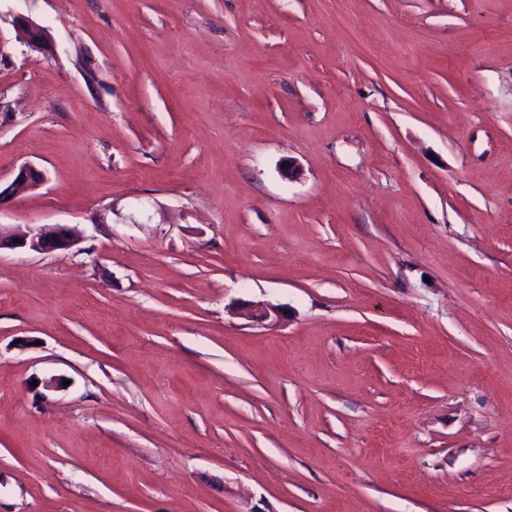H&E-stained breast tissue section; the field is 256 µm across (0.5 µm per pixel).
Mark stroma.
Instances as JSON below:
<instances>
[{"instance_id":"35a3bbf8","label":"stroma","mask_w":512,"mask_h":512,"mask_svg":"<svg viewBox=\"0 0 512 512\" xmlns=\"http://www.w3.org/2000/svg\"><path fill=\"white\" fill-rule=\"evenodd\" d=\"M24 164L0 512H512V0H0ZM44 175L38 169L31 166H21L15 174L12 182L4 189L1 190L0 183V201L4 194L8 196H16L42 184ZM74 238L69 228L56 227L52 231L31 229L25 233L6 231L0 225V252L2 249L34 251L49 253L64 250L74 245Z\"/></svg>"}]
</instances>
